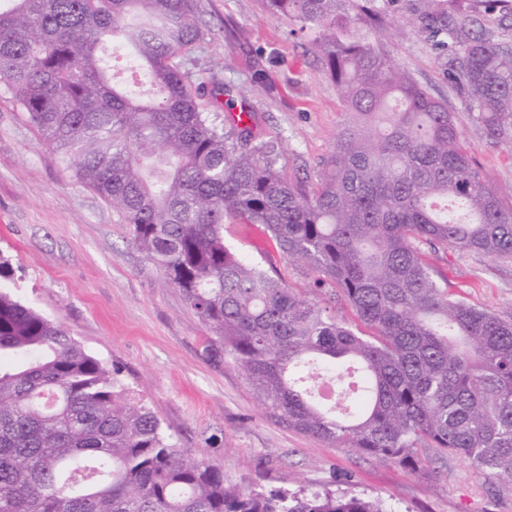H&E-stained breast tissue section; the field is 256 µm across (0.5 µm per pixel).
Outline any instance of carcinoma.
<instances>
[{
  "label": "carcinoma",
  "instance_id": "carcinoma-1",
  "mask_svg": "<svg viewBox=\"0 0 512 512\" xmlns=\"http://www.w3.org/2000/svg\"><path fill=\"white\" fill-rule=\"evenodd\" d=\"M0 82L130 241L180 290L258 402L332 447L417 471L451 451L512 481V320L448 292L422 247L512 257V206L474 164L448 103L369 42L344 35L375 0H264L323 34L314 51L351 120L312 195L277 167L255 111L224 101L223 69L193 82L196 0H10ZM421 34L490 139L512 149V44L474 31L466 0H412ZM160 96L114 81L112 45ZM239 111L224 127L223 112ZM260 224L281 256L341 289L369 333L224 241ZM0 259V512H387L325 489L264 491L178 448L117 372L23 302Z\"/></svg>",
  "mask_w": 512,
  "mask_h": 512
}]
</instances>
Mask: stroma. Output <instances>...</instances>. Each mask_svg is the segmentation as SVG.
<instances>
[{"instance_id":"35a3bbf8","label":"stroma","mask_w":512,"mask_h":512,"mask_svg":"<svg viewBox=\"0 0 512 512\" xmlns=\"http://www.w3.org/2000/svg\"><path fill=\"white\" fill-rule=\"evenodd\" d=\"M384 21L357 16L367 39L434 95L448 101L476 166L512 204V150L489 140L465 109L447 64L418 33L410 0H378ZM199 41L182 60L199 79L220 61L234 99L257 114V134L274 140L277 166L305 193L348 121L345 105L312 49L315 30L268 17L261 0H198ZM276 86L258 95L255 71ZM224 238L242 256L271 262L289 288L309 295L313 278L281 259L258 224L228 223ZM0 255L11 287L61 321L83 348L117 369L172 443L203 452L231 480L266 489L326 487L381 500L392 512H512V484L453 453L423 448L420 471L344 452L277 421L243 378L208 350V330L134 246L119 213L83 184L10 96L0 93ZM449 292L512 320V258L425 251Z\"/></svg>"}]
</instances>
